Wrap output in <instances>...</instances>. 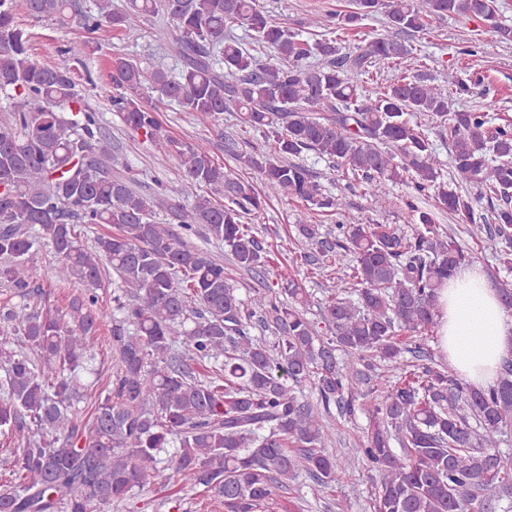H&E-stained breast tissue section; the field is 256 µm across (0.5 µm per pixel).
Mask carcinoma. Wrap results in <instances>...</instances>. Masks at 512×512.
I'll return each mask as SVG.
<instances>
[{"instance_id":"obj_1","label":"carcinoma","mask_w":512,"mask_h":512,"mask_svg":"<svg viewBox=\"0 0 512 512\" xmlns=\"http://www.w3.org/2000/svg\"><path fill=\"white\" fill-rule=\"evenodd\" d=\"M17 8L0 0V284L12 294L0 305V439L14 448L0 512H93L150 485L176 487L177 509L201 490L223 512H267L290 487L305 501L301 476L328 485L361 463L377 476L372 512H496L503 503L512 512V457L499 448L512 429V361L482 389L424 348L439 293L469 253L412 203L405 231L349 217L343 199L324 194L296 161L313 151L381 199L388 185L406 183L475 224L472 197L443 181L420 119L448 125L457 172L496 201L493 223L476 228L505 242L499 262L511 269L512 125L487 134L488 112L453 109L448 85L427 76H400L370 98L351 79L377 60L410 55L398 34L421 33L435 18L474 16L511 43L498 0H354L346 14L309 20L348 32L383 12L391 34L353 55L336 38H300L258 0H124L120 8L93 0L86 10L75 0H25L29 16L84 30V40L59 49V66L32 59ZM158 15L174 24L167 56L178 72L162 60L109 62L112 111L182 168L178 185L144 194L113 171L116 147L68 62H82L101 30ZM237 23L272 54L262 60L243 47L230 34ZM151 94L201 122L235 112L274 151L229 139L236 172L226 171L207 142L162 133L144 102ZM282 198L342 218L330 241L298 225L300 259L319 274L352 257V287L331 294L318 322L306 317L311 295L297 280L265 279L243 298L223 262L184 241L201 226L234 266L264 275L270 252L244 219ZM79 224L113 231L88 247ZM42 247L57 257V285L72 289L48 308L38 303ZM108 270L117 281L105 307L97 290ZM257 322L274 341L251 335ZM109 323L112 381L80 424L77 406L101 374L95 341ZM310 379L314 401L301 392ZM368 397L361 447L326 452L333 436L323 414L334 406L350 418Z\"/></svg>"}]
</instances>
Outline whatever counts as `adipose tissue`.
Instances as JSON below:
<instances>
[{
	"label": "adipose tissue",
	"mask_w": 512,
	"mask_h": 512,
	"mask_svg": "<svg viewBox=\"0 0 512 512\" xmlns=\"http://www.w3.org/2000/svg\"><path fill=\"white\" fill-rule=\"evenodd\" d=\"M440 345L451 367L471 385L485 388L512 354L508 315L480 268L458 272L439 294Z\"/></svg>",
	"instance_id": "adipose-tissue-1"
}]
</instances>
